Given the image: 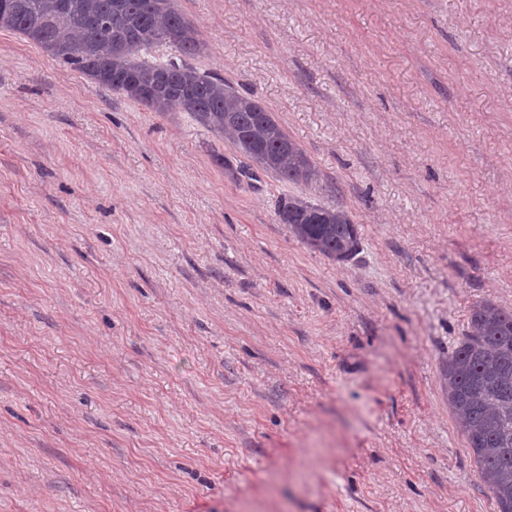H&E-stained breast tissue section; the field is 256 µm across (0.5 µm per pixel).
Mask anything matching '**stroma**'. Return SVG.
Here are the masks:
<instances>
[{
    "mask_svg": "<svg viewBox=\"0 0 512 512\" xmlns=\"http://www.w3.org/2000/svg\"><path fill=\"white\" fill-rule=\"evenodd\" d=\"M177 3L322 178L0 29V512H497L442 370L512 308V0ZM276 221L310 249L344 262L359 250V235L348 213L339 208L312 203L303 196L280 197Z\"/></svg>",
    "mask_w": 512,
    "mask_h": 512,
    "instance_id": "1",
    "label": "stroma"
}]
</instances>
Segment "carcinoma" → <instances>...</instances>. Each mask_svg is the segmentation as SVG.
<instances>
[{
  "label": "carcinoma",
  "mask_w": 512,
  "mask_h": 512,
  "mask_svg": "<svg viewBox=\"0 0 512 512\" xmlns=\"http://www.w3.org/2000/svg\"><path fill=\"white\" fill-rule=\"evenodd\" d=\"M0 29L154 112L190 113L283 182L318 177L304 149L262 102L192 64L205 45L176 0H6ZM161 42L171 49L164 59L152 56ZM275 215L330 259L344 262L359 250L357 228L339 207L288 195L278 200ZM470 328L443 367L448 407L461 419L497 512H512V309L483 301L471 310Z\"/></svg>",
  "instance_id": "obj_1"
}]
</instances>
